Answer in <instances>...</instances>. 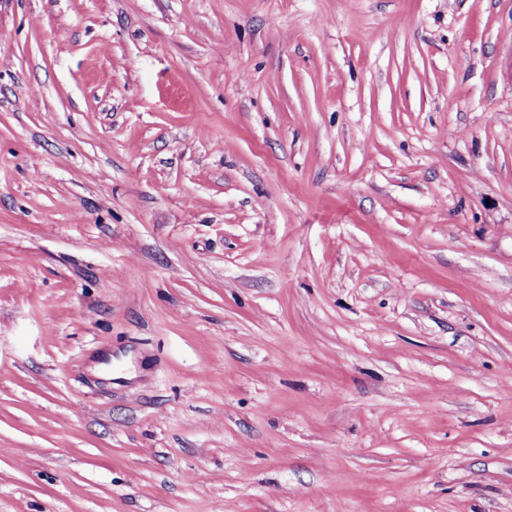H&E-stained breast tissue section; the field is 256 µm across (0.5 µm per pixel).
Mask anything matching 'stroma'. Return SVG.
<instances>
[{
    "instance_id": "1",
    "label": "stroma",
    "mask_w": 512,
    "mask_h": 512,
    "mask_svg": "<svg viewBox=\"0 0 512 512\" xmlns=\"http://www.w3.org/2000/svg\"><path fill=\"white\" fill-rule=\"evenodd\" d=\"M512 0H0V512H512Z\"/></svg>"
}]
</instances>
